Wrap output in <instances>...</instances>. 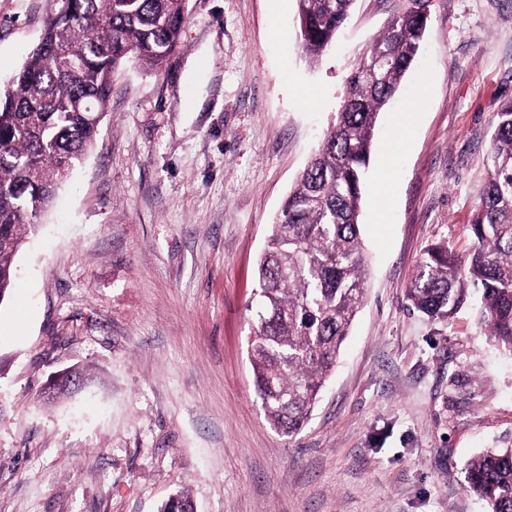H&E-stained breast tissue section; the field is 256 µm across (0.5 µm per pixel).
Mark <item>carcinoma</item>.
<instances>
[{"mask_svg": "<svg viewBox=\"0 0 512 512\" xmlns=\"http://www.w3.org/2000/svg\"><path fill=\"white\" fill-rule=\"evenodd\" d=\"M354 0H297L299 47L311 61L333 44ZM354 61L332 126L272 225L257 264L258 325L248 338L254 388L267 421L292 436L308 423L364 303L360 231L363 185L377 118L416 60L424 0H406ZM51 13L41 41L0 91V304L13 290L15 259L35 233L33 218L52 201L93 147L112 79L136 59L160 69L178 47L183 0H70ZM461 260L429 245L408 288L411 306L443 319L481 293L488 336L512 353V102L495 115L484 195ZM467 489L487 512H512V451L490 449L469 465ZM181 490L159 512H188Z\"/></svg>", "mask_w": 512, "mask_h": 512, "instance_id": "carcinoma-1", "label": "carcinoma"}]
</instances>
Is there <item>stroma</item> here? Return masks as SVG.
<instances>
[{
	"mask_svg": "<svg viewBox=\"0 0 512 512\" xmlns=\"http://www.w3.org/2000/svg\"><path fill=\"white\" fill-rule=\"evenodd\" d=\"M51 5L0 0V89ZM401 5L355 0L313 64L296 0H186L167 66L115 75L0 304V512H158L182 489L197 512H485L466 469L512 448V357L477 297L434 321L406 291L430 244L471 248L512 101V0L431 2L374 136L366 299L299 434L267 422L247 352L270 226ZM73 369L83 386L43 401Z\"/></svg>",
	"mask_w": 512,
	"mask_h": 512,
	"instance_id": "1",
	"label": "stroma"
}]
</instances>
